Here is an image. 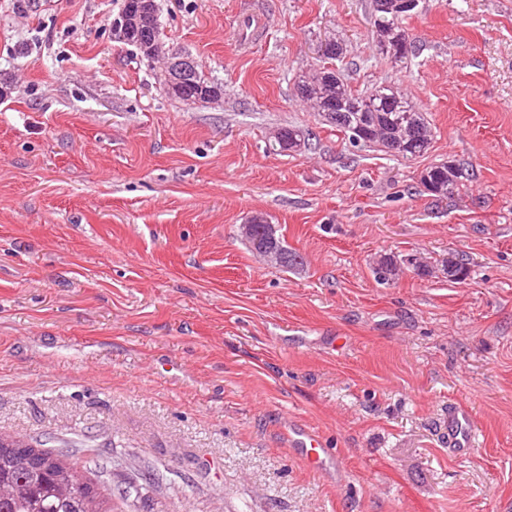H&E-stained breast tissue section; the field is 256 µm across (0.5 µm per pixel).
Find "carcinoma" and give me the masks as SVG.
Here are the masks:
<instances>
[{"label":"carcinoma","instance_id":"1","mask_svg":"<svg viewBox=\"0 0 512 512\" xmlns=\"http://www.w3.org/2000/svg\"><path fill=\"white\" fill-rule=\"evenodd\" d=\"M414 15L406 10L403 0H396L392 9L372 11L370 22L378 38L387 40V50L379 54L394 64H410L419 48L403 28L405 19ZM193 82L171 88L162 79L167 93L187 104L207 102V80L197 66ZM310 89L305 100L311 101L324 119L344 132L350 142L360 146H380L386 153L402 148L401 157L412 160L429 149L428 120L414 103L394 85L378 86L369 94L352 90L342 81L330 82L319 77L298 79L297 89ZM312 133L296 127H282L273 136L272 146L282 151H298L309 145ZM471 174L452 162L434 163L421 171L420 183L426 191L442 198L459 194ZM251 236L245 239L248 248L256 240H265L267 221L251 220ZM271 247L281 251L285 271L304 265L303 258L278 236ZM406 262L394 255H381L375 261L374 273L380 281H393ZM102 450L88 441L73 448H36L33 443L20 445L12 436L0 434V487L21 488L22 492L0 497V512H112V489L93 477L101 469Z\"/></svg>","mask_w":512,"mask_h":512}]
</instances>
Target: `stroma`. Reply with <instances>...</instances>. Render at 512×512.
I'll list each match as a JSON object with an SVG mask.
<instances>
[{"label":"stroma","mask_w":512,"mask_h":512,"mask_svg":"<svg viewBox=\"0 0 512 512\" xmlns=\"http://www.w3.org/2000/svg\"><path fill=\"white\" fill-rule=\"evenodd\" d=\"M158 2L221 101L166 93L112 35L121 0H0V432L102 445L123 512H512V0H427L405 68L375 56L372 0ZM331 37L351 86L426 113L424 156L354 147L298 97ZM288 126L315 146L273 150ZM441 161L473 171L451 199L418 184ZM256 214L304 272L248 250ZM384 254L470 274L381 284ZM295 429L342 467H305ZM475 444L468 411L460 406L448 405V451L461 457L466 456Z\"/></svg>","instance_id":"1"}]
</instances>
